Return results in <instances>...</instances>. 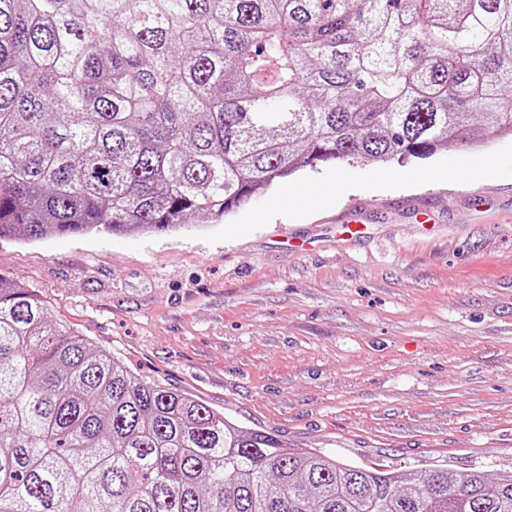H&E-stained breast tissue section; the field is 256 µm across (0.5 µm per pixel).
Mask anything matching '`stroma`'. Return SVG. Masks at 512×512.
<instances>
[{
  "instance_id": "stroma-1",
  "label": "stroma",
  "mask_w": 512,
  "mask_h": 512,
  "mask_svg": "<svg viewBox=\"0 0 512 512\" xmlns=\"http://www.w3.org/2000/svg\"><path fill=\"white\" fill-rule=\"evenodd\" d=\"M0 274L285 447L512 471V136L307 167L176 233L0 239Z\"/></svg>"
}]
</instances>
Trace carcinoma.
Masks as SVG:
<instances>
[{"mask_svg":"<svg viewBox=\"0 0 512 512\" xmlns=\"http://www.w3.org/2000/svg\"><path fill=\"white\" fill-rule=\"evenodd\" d=\"M511 90L512 0H0V238L178 232L512 135ZM0 512H512V473L293 452L0 276Z\"/></svg>","mask_w":512,"mask_h":512,"instance_id":"carcinoma-1","label":"carcinoma"}]
</instances>
